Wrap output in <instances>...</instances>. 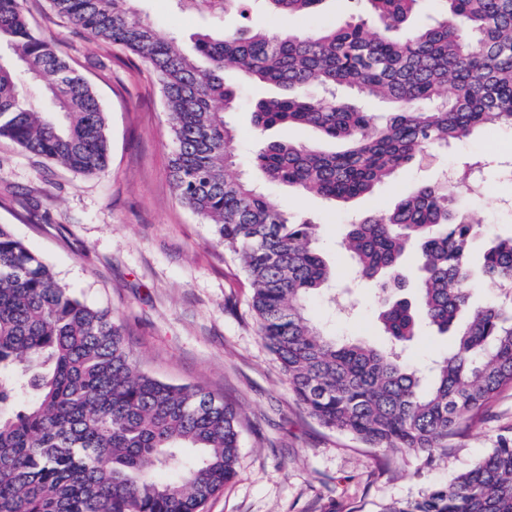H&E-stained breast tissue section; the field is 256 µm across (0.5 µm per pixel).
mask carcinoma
<instances>
[{"mask_svg":"<svg viewBox=\"0 0 512 512\" xmlns=\"http://www.w3.org/2000/svg\"><path fill=\"white\" fill-rule=\"evenodd\" d=\"M132 2L51 5L155 74L174 143L172 189L238 257L259 335L298 405L386 453L447 451L467 418L512 388V235L493 241L475 267L470 246L480 225L459 202L467 175L448 188L408 191L349 225L344 241L359 276L381 294L379 319L392 346L325 334L307 310L330 278L314 222L230 174L238 132L227 114L236 94L224 69L287 91L256 103V131L311 127L346 144L327 152L265 142L254 166L271 182L346 202L425 153L512 128V0H438L441 18L407 36L401 31L420 0H366L379 22L373 32L361 16L305 33L204 31L193 57ZM173 2L216 18L249 0ZM264 2L273 12L307 14L325 0ZM0 47V139L82 175L103 172L105 113L86 79L31 26L24 0H0ZM342 89L386 101L392 112L379 122L340 99ZM45 92L58 111L42 106ZM413 245L423 256L416 308L393 297ZM477 280L498 296L473 309ZM421 322L454 336L427 386L397 351ZM241 435L240 415L223 398L143 373L112 312L75 297L0 224V512H202L235 478ZM379 512H512V439L449 484Z\"/></svg>","mask_w":512,"mask_h":512,"instance_id":"obj_1","label":"carcinoma"}]
</instances>
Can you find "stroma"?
<instances>
[{
  "mask_svg": "<svg viewBox=\"0 0 512 512\" xmlns=\"http://www.w3.org/2000/svg\"><path fill=\"white\" fill-rule=\"evenodd\" d=\"M139 11L192 51L194 33L233 32L255 20L278 31L338 27L365 0H325L314 14H271L259 4L211 19L178 10L173 0H137ZM32 25L95 91L106 115V170L86 177L37 158L0 139V224L14 234L86 303L110 309L123 326L139 367L171 384L198 385L240 413L237 475L204 512H379L388 503L418 497L450 483L504 437H512V389L473 420L446 455L406 453L384 459L350 434L322 426L294 401L278 362L263 344L236 257L210 227L175 197L168 177L173 144L166 107L149 66L110 43L92 42L71 29L49 0H26ZM224 80L236 90L231 123L240 131L236 177L256 183L290 215L313 219L317 246L332 271L329 285L311 297L312 317L339 339L386 347L375 286L360 280L341 249L349 224L376 208L391 207L422 184H444L467 162L483 166V192L464 203L490 241L512 235V129L437 152L428 163L401 171L371 195L346 203L301 194L264 180L253 164L261 141L290 139L332 148L314 130L271 129L256 134L252 112L270 88L242 81L231 68ZM449 336L422 329L405 346L421 367L447 356Z\"/></svg>",
  "mask_w": 512,
  "mask_h": 512,
  "instance_id": "1",
  "label": "stroma"
}]
</instances>
